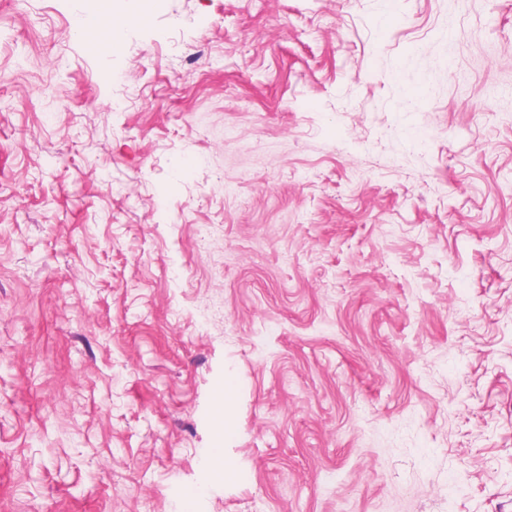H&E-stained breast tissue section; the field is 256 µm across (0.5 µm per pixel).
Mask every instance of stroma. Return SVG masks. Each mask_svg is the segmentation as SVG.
Masks as SVG:
<instances>
[{
	"label": "stroma",
	"mask_w": 512,
	"mask_h": 512,
	"mask_svg": "<svg viewBox=\"0 0 512 512\" xmlns=\"http://www.w3.org/2000/svg\"><path fill=\"white\" fill-rule=\"evenodd\" d=\"M0 512H512V0H0Z\"/></svg>",
	"instance_id": "1"
}]
</instances>
